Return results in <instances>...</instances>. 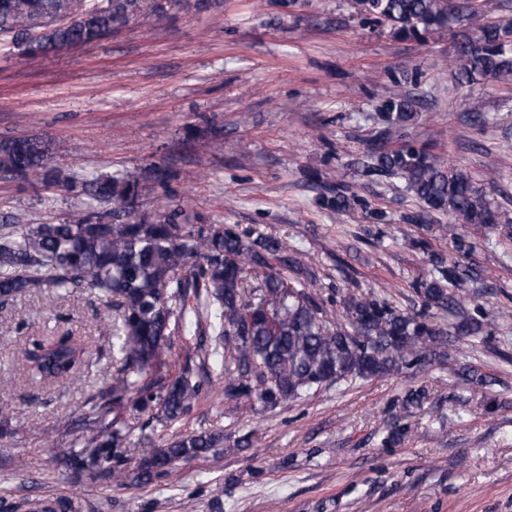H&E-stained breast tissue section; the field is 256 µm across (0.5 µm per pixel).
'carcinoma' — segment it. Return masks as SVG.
Listing matches in <instances>:
<instances>
[{"instance_id": "obj_1", "label": "carcinoma", "mask_w": 512, "mask_h": 512, "mask_svg": "<svg viewBox=\"0 0 512 512\" xmlns=\"http://www.w3.org/2000/svg\"><path fill=\"white\" fill-rule=\"evenodd\" d=\"M175 6L177 0H0V46L27 68L41 54L94 45L140 17L163 29ZM355 6L401 38L453 26L452 63L460 81L512 82V23L489 20L479 0H355ZM415 106L402 95L390 102L385 119L404 127ZM189 135L217 147L223 131L193 129ZM59 151L61 145L50 138L0 136V180L34 178L78 200L59 224L38 213L28 215L22 228L8 216L0 218V305L49 288L89 290L117 314L103 319L100 329L112 337L121 364L112 384L93 387L84 402L81 448L69 457L76 471L118 478L136 460L135 479L148 484L221 442L218 434L200 433L127 446L132 423L141 416L152 419L156 410L175 422L200 395L202 384L189 366L173 377L162 370L174 336L200 327L202 320L214 334L204 360L224 376L225 398L270 408L326 384L389 374L442 342L440 326L384 300L352 297L342 318L334 319L299 278L287 275L297 270L296 260L276 237L242 232L235 224H182L176 209L140 213L147 186L169 191L167 165L150 162L120 175L78 178L50 163ZM365 168L404 180L421 204L408 217L413 224L446 214L452 226L441 230L452 235L457 224L506 220L469 172L445 167L424 149H376ZM352 200L338 186L321 196L320 205L343 211ZM430 262L431 278L414 288L427 307L452 313L458 299L449 288H461L471 269L435 253ZM20 354L23 375L45 387L84 376L91 358L89 343L70 331L36 338ZM14 508L82 512L83 505L70 497H27Z\"/></svg>"}]
</instances>
